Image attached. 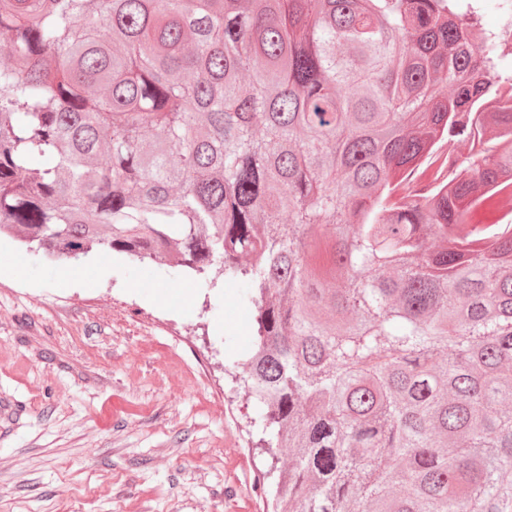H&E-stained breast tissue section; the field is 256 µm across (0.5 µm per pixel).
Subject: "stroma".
Here are the masks:
<instances>
[{
	"instance_id": "obj_1",
	"label": "stroma",
	"mask_w": 512,
	"mask_h": 512,
	"mask_svg": "<svg viewBox=\"0 0 512 512\" xmlns=\"http://www.w3.org/2000/svg\"><path fill=\"white\" fill-rule=\"evenodd\" d=\"M234 279L0 240V512H264Z\"/></svg>"
}]
</instances>
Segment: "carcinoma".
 <instances>
[{
  "label": "carcinoma",
  "instance_id": "carcinoma-1",
  "mask_svg": "<svg viewBox=\"0 0 512 512\" xmlns=\"http://www.w3.org/2000/svg\"><path fill=\"white\" fill-rule=\"evenodd\" d=\"M467 3L0 0V236L243 282L273 512H512V48Z\"/></svg>",
  "mask_w": 512,
  "mask_h": 512
}]
</instances>
